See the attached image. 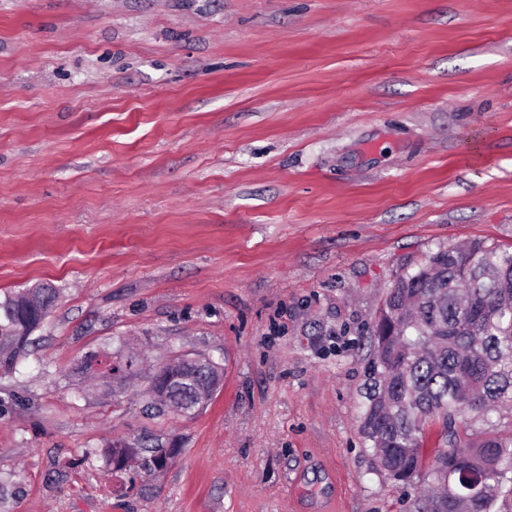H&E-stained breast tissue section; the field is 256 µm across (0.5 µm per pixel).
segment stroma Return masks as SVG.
Listing matches in <instances>:
<instances>
[{"label": "stroma", "mask_w": 512, "mask_h": 512, "mask_svg": "<svg viewBox=\"0 0 512 512\" xmlns=\"http://www.w3.org/2000/svg\"><path fill=\"white\" fill-rule=\"evenodd\" d=\"M512 247V0H0V298L61 299L0 377V512H408L358 432L397 273ZM204 355L191 419L88 352ZM176 440L115 473L116 439ZM138 364V358L132 355H124L121 349L112 353V349L103 348L100 351H92L85 356L80 369L85 373H92L98 375L100 386L105 395H113L116 387L122 388V383L128 378L126 376L116 375V371L133 372ZM114 365L117 367L114 369ZM96 366H103L105 368L100 374ZM121 442L124 443V441H116L100 451L106 466L114 472L126 471L133 462H139L145 474L161 472L181 451L175 443L171 446H163L159 443L148 446L135 441L134 444L121 448L123 444Z\"/></svg>", "instance_id": "1"}]
</instances>
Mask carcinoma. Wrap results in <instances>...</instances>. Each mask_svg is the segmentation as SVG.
Listing matches in <instances>:
<instances>
[{
    "instance_id": "cac0c4a2",
    "label": "carcinoma",
    "mask_w": 512,
    "mask_h": 512,
    "mask_svg": "<svg viewBox=\"0 0 512 512\" xmlns=\"http://www.w3.org/2000/svg\"><path fill=\"white\" fill-rule=\"evenodd\" d=\"M60 298L41 285L0 299V372L13 371L27 353L31 335ZM156 372L149 389L170 400L192 383L206 387L208 370ZM138 358L112 349L92 351L81 370L98 375L111 395ZM104 371H98V367ZM512 405V250L484 242L440 249L414 272L397 276L372 333V358L359 433L375 470L408 485L428 473L437 491L413 499L409 512H501L512 502V435L467 430L465 416L489 418ZM440 426V443L425 447L429 426ZM180 453L173 444L100 451L114 472L139 463L146 474L161 472Z\"/></svg>"
}]
</instances>
